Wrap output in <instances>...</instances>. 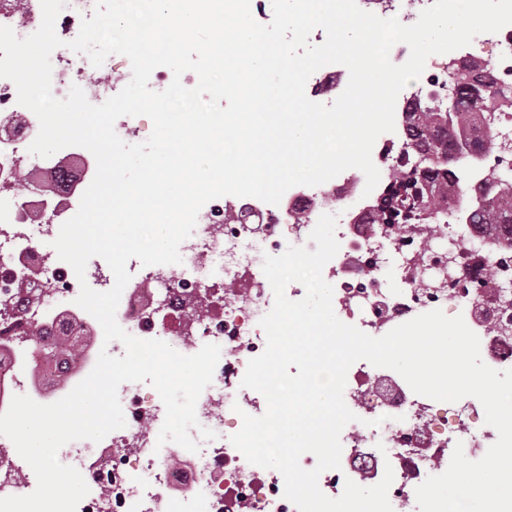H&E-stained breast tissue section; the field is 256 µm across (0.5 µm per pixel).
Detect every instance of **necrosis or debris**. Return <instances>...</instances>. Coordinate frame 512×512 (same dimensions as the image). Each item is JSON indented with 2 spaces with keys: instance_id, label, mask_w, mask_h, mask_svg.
I'll list each match as a JSON object with an SVG mask.
<instances>
[{
  "instance_id": "obj_1",
  "label": "necrosis or debris",
  "mask_w": 512,
  "mask_h": 512,
  "mask_svg": "<svg viewBox=\"0 0 512 512\" xmlns=\"http://www.w3.org/2000/svg\"><path fill=\"white\" fill-rule=\"evenodd\" d=\"M94 5L95 0H68L57 18L64 45L51 54L52 92L63 98L76 85L98 105L120 92L132 69L129 60L111 57L97 68L69 49ZM41 22L40 0H0V26L18 38L36 32ZM467 53L484 62L486 74L512 88V24L478 34ZM38 127L37 116L18 104L15 84L0 78V270L29 278L40 298L39 305H31L0 279V341L7 348L0 359V413L16 395L39 402L63 398L88 376L101 350L115 357L125 352L121 342H105L98 321L76 303L81 284L110 290L111 269L94 257L84 279H77L53 247L62 224L75 214L77 187L92 181L90 163L82 155L51 162L30 154ZM22 170L34 178L21 191ZM362 189L361 180L341 174L311 193L289 195L283 206L259 208L224 196L201 209L193 234L180 246L181 263L144 266L130 259L132 278L116 312L123 329L162 340L184 355L208 343L221 348L213 381L196 406L199 424L216 437L196 453L159 443L165 420L159 394L143 382L123 383L118 394L125 427L60 450L61 463L78 469L89 487L77 512H297L284 496L280 472L250 464L229 438L242 425L241 413L264 412L261 394L241 385L248 361L265 349L259 321L274 304L263 257L281 255L291 245L314 249L310 234L324 214L338 217L339 250L323 269L334 282L338 319L381 337L420 312L448 311L462 316L478 336L486 365L512 369V245H506L505 234L481 224H449L443 247L427 241L422 225L401 230L371 223L367 209H348ZM228 206L248 211L249 219L225 222ZM62 317L74 339H89L76 356L44 360L15 334L36 324L52 326ZM350 372L344 400L356 419L340 435V469L319 477L328 497H339L349 480L381 481L389 469L394 512H419L417 486L447 470L455 447L469 456L498 438L496 429L484 424L476 398L410 402L369 362H355ZM34 489L14 444L0 435V498Z\"/></svg>"
}]
</instances>
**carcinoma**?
Instances as JSON below:
<instances>
[{"label":"carcinoma","mask_w":512,"mask_h":512,"mask_svg":"<svg viewBox=\"0 0 512 512\" xmlns=\"http://www.w3.org/2000/svg\"><path fill=\"white\" fill-rule=\"evenodd\" d=\"M469 72L482 82L475 90L467 76L448 63V75L455 95L428 93L413 100L407 126L409 138L401 145L400 162L387 172L382 186V201L372 208L376 224H440L448 221L450 195L463 184L459 168L450 169L439 158L456 157V144L462 138L472 143L480 154L488 156L496 145L476 135L477 127L503 111L512 110V94L482 75L478 63L467 65ZM512 182V171L493 167L484 174L480 205L465 213L471 224L512 225V196L491 199L494 185ZM35 350L49 358L59 352H74L77 347L65 339L43 342L44 331L35 328Z\"/></svg>","instance_id":"cac0c4a2"}]
</instances>
